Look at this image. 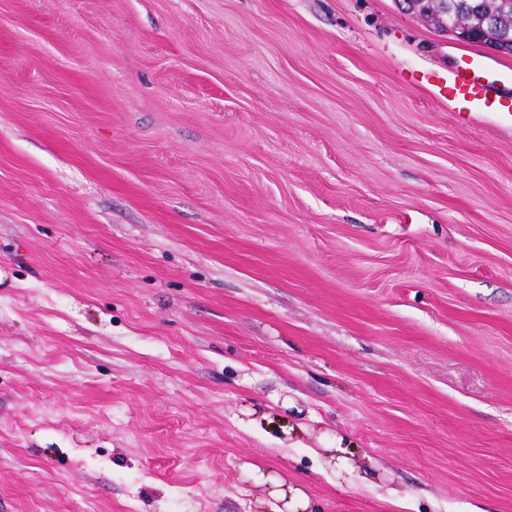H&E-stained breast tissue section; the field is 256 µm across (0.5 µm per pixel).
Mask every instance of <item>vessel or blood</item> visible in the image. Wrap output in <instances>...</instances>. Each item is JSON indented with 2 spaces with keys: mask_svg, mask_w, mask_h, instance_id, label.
<instances>
[{
  "mask_svg": "<svg viewBox=\"0 0 512 512\" xmlns=\"http://www.w3.org/2000/svg\"><path fill=\"white\" fill-rule=\"evenodd\" d=\"M425 80L459 104H479L507 115L512 113V96L503 93L502 80L486 69L478 58L461 61L445 75L429 72Z\"/></svg>",
  "mask_w": 512,
  "mask_h": 512,
  "instance_id": "1",
  "label": "vessel or blood"
}]
</instances>
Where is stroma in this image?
Returning <instances> with one entry per match:
<instances>
[{
    "label": "stroma",
    "instance_id": "35a3bbf8",
    "mask_svg": "<svg viewBox=\"0 0 512 512\" xmlns=\"http://www.w3.org/2000/svg\"><path fill=\"white\" fill-rule=\"evenodd\" d=\"M398 0H0V512H512V120ZM340 449L326 463L323 451ZM424 78L429 85L437 87L441 94L447 91L451 101L461 105L479 104L512 116V96L503 93V81L486 69L476 57L461 61L447 76L432 71ZM253 476L262 482H268L273 490L271 491V495L283 500L284 505L289 508L293 507L294 509L303 508L306 509V494L304 491L300 490L297 487H292L288 484L285 486L283 481L278 477L272 475H266L265 472H262V469L256 465L251 466ZM286 487V488H285ZM288 489V490H287ZM290 493V499L288 500V493Z\"/></svg>",
    "mask_w": 512,
    "mask_h": 512
}]
</instances>
